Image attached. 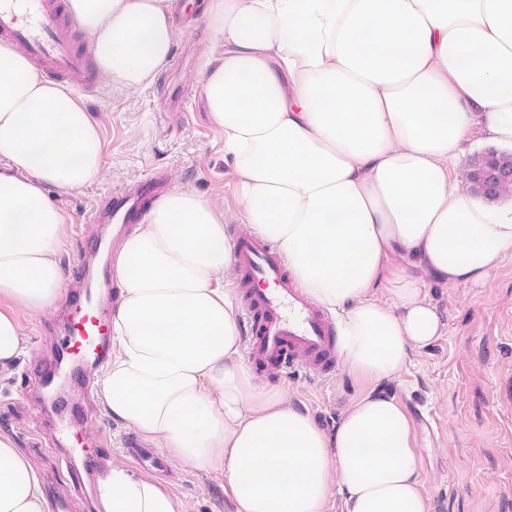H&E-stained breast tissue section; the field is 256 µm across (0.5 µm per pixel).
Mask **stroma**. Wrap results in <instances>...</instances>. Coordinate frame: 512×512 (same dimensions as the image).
Wrapping results in <instances>:
<instances>
[{
	"mask_svg": "<svg viewBox=\"0 0 512 512\" xmlns=\"http://www.w3.org/2000/svg\"><path fill=\"white\" fill-rule=\"evenodd\" d=\"M175 28L171 59L151 85L129 95L102 80L80 95L100 124L103 175L75 191L47 190L68 218L59 253L64 276L72 274L81 239L102 230L85 223V216L114 190L158 174L169 185L188 186L222 206L227 233L234 239L242 235L235 177L224 160V131L210 118L200 86L212 34L194 7ZM429 295L446 327L392 387L413 423L431 512H512V255L480 284L437 285ZM65 313L62 306L51 315L19 311L27 350L14 372L0 378V433L11 437L43 484L54 485L68 500V512H97L94 487L70 481L59 431L48 422L51 410L37 383L44 364L54 358ZM250 370L259 385L281 387L328 431L364 389L342 367L326 378L304 371L278 378L255 364ZM64 394L77 417L72 439L110 434L111 444L101 450L107 461L127 462L136 475L166 484L187 512H232L224 477L183 471L158 439L146 442L151 460L130 457L123 439L132 428L112 419L103 395L86 399L69 388Z\"/></svg>",
	"mask_w": 512,
	"mask_h": 512,
	"instance_id": "stroma-1",
	"label": "stroma"
}]
</instances>
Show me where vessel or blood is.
Here are the masks:
<instances>
[{
  "label": "vessel or blood",
  "mask_w": 512,
  "mask_h": 512,
  "mask_svg": "<svg viewBox=\"0 0 512 512\" xmlns=\"http://www.w3.org/2000/svg\"><path fill=\"white\" fill-rule=\"evenodd\" d=\"M0 36L47 74L76 79L86 89L95 85L92 48L80 42L62 0H0ZM160 190V182L153 178L112 193L97 223L139 222L146 202L156 198ZM101 244V238H93L82 243L78 251L74 273L80 290L61 332L56 363L42 377L46 389H57L63 378L88 380L106 362L109 326L102 318L82 311L92 281L105 283L112 278L111 270L98 263ZM237 265L242 274L243 315L251 335L249 358L281 374L303 370L319 376L333 372L338 357L332 326L287 277L277 247L256 236L242 238Z\"/></svg>",
  "instance_id": "vessel-or-blood-1"
}]
</instances>
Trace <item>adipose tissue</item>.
Wrapping results in <instances>:
<instances>
[{
  "instance_id": "ef3b65f1",
  "label": "adipose tissue",
  "mask_w": 512,
  "mask_h": 512,
  "mask_svg": "<svg viewBox=\"0 0 512 512\" xmlns=\"http://www.w3.org/2000/svg\"><path fill=\"white\" fill-rule=\"evenodd\" d=\"M102 79L133 93L169 61L173 0H67ZM221 51L201 85L224 130L244 233L275 242L336 318L364 390L332 431L257 387L227 282L224 211L176 186L112 263L119 303L104 378L114 420L158 437L184 470L220 472L235 512H430L410 417L386 384L440 336L433 284L484 281L512 253V205L465 178L473 129L512 148V0H206ZM103 172L100 128L70 87L0 43V372L25 351L17 310L49 315L66 233L47 186ZM101 512H185L123 462ZM0 512H46L41 478L0 434Z\"/></svg>"
}]
</instances>
